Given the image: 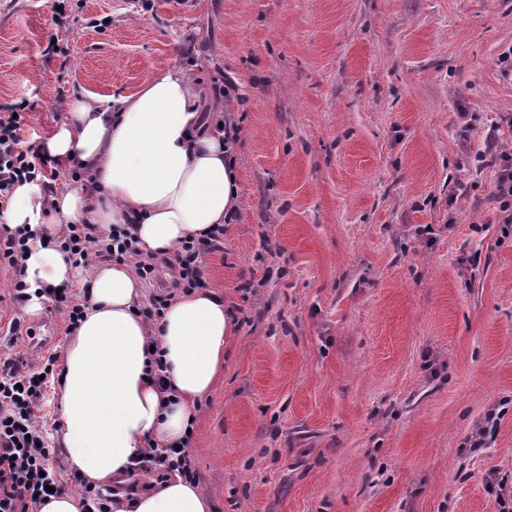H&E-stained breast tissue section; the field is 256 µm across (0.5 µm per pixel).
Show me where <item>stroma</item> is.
Segmentation results:
<instances>
[{
  "label": "stroma",
  "instance_id": "35a3bbf8",
  "mask_svg": "<svg viewBox=\"0 0 512 512\" xmlns=\"http://www.w3.org/2000/svg\"><path fill=\"white\" fill-rule=\"evenodd\" d=\"M0 0V104L193 68L234 115L240 205L204 257L233 333L189 453L215 512H498L512 473V0ZM54 54H46L47 45ZM0 274V323L31 316ZM496 426L483 447L477 430ZM487 157H489L485 164L487 166L496 165L498 160L502 162L496 174L494 196L502 201L501 212L505 214L501 220L502 223L512 224V158L511 156L508 158L498 154L497 138L494 134L487 136L484 149L476 154L475 161L484 163Z\"/></svg>",
  "mask_w": 512,
  "mask_h": 512
}]
</instances>
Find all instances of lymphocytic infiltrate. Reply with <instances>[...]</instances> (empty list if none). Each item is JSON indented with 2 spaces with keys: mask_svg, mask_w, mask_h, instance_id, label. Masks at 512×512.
Listing matches in <instances>:
<instances>
[{
  "mask_svg": "<svg viewBox=\"0 0 512 512\" xmlns=\"http://www.w3.org/2000/svg\"><path fill=\"white\" fill-rule=\"evenodd\" d=\"M30 108V102L23 100L11 111L0 113V207L8 203L18 183L34 181L51 191L60 171H68L74 180L81 177L79 168L63 167L59 159L45 156L41 148L23 146L21 132ZM476 159L497 165L494 196L501 202L503 223L512 224V159L499 156L497 138L492 134ZM26 244L25 233L0 225V263L13 271L12 288L19 301L27 298L23 279ZM59 244L75 265L84 269H92L100 261L128 262L144 282L156 277L158 261L138 250L130 228L100 230L92 224H71ZM204 245L187 242L173 259L167 260L173 288L187 291L204 287ZM57 361V354H50L37 373L26 370L18 359L0 361V512H39L49 498L48 487L59 492L64 489L49 465L50 450L44 444L46 427L37 416Z\"/></svg>",
  "mask_w": 512,
  "mask_h": 512,
  "instance_id": "1",
  "label": "lymphocytic infiltrate"
}]
</instances>
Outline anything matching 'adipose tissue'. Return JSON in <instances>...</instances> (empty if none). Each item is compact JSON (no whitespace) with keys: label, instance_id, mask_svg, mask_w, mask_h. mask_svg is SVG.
Returning <instances> with one entry per match:
<instances>
[{"label":"adipose tissue","instance_id":"1","mask_svg":"<svg viewBox=\"0 0 512 512\" xmlns=\"http://www.w3.org/2000/svg\"><path fill=\"white\" fill-rule=\"evenodd\" d=\"M201 98L189 69L171 65L154 70L135 94L104 104L73 100L69 120L42 148L79 164L82 181L51 195L36 182L16 185L5 216L10 228L35 233L24 262L28 314L42 311L41 289L88 291L59 375L57 441L94 485L126 483L147 444L185 440L218 380L232 320L221 295L192 289L148 328L137 309L146 290L129 264L102 263L83 275L57 241L69 224H130L144 253L171 258L231 221L239 199L236 145L221 112L203 114ZM158 357L163 386L150 373ZM213 510L198 484L176 474L112 498V512Z\"/></svg>","mask_w":512,"mask_h":512}]
</instances>
